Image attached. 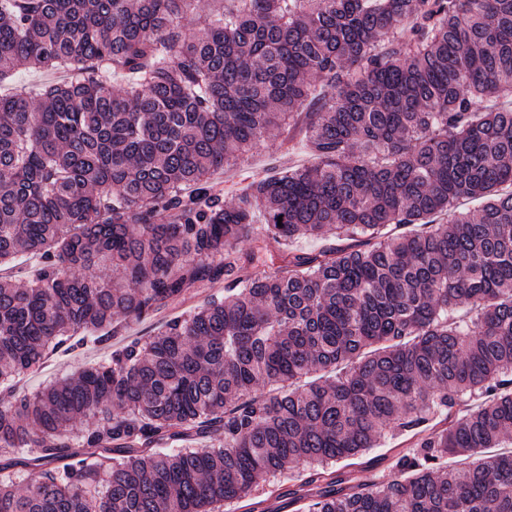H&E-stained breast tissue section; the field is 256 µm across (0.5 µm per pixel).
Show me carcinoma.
Returning a JSON list of instances; mask_svg holds the SVG:
<instances>
[{"mask_svg": "<svg viewBox=\"0 0 512 512\" xmlns=\"http://www.w3.org/2000/svg\"><path fill=\"white\" fill-rule=\"evenodd\" d=\"M191 2L0 0V82L75 71L0 93V264L36 260L0 281V382L105 349L0 400V512H223L299 464L305 512H512V0H236L187 36ZM296 112L314 163L214 197ZM259 214L288 252L249 274ZM387 430L395 478L355 482ZM23 449L63 465L22 490ZM73 75V72L64 70L23 69L16 72L8 81L1 84V92L7 93L11 88L21 87L34 96L39 94L45 86L67 81ZM224 292V283L217 284L212 288H195L191 297L175 310H164L158 312L147 319L128 325H124L121 319H115V322H122L116 333L115 339L112 341L114 345L121 344L126 340H130L135 336H149L157 331L162 322L170 318L174 314L186 312L197 307H201L206 303L212 294ZM102 354L103 352L95 347L77 349L67 356L56 353L50 357L42 369L25 375L22 381L17 384L16 391L18 394L20 392H34L97 362Z\"/></svg>", "mask_w": 512, "mask_h": 512, "instance_id": "1", "label": "carcinoma"}]
</instances>
